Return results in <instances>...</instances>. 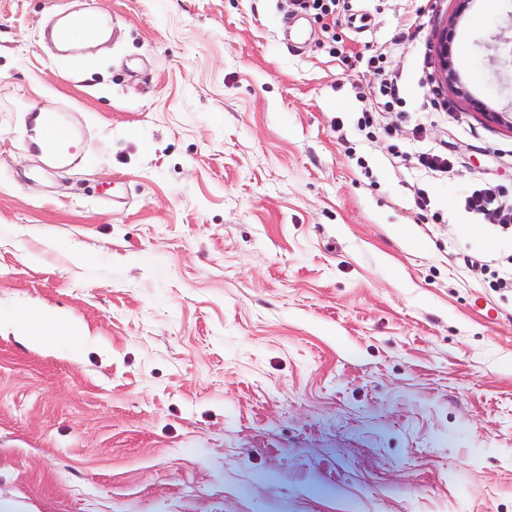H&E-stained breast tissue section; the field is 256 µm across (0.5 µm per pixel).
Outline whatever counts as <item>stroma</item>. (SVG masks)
<instances>
[{"mask_svg":"<svg viewBox=\"0 0 512 512\" xmlns=\"http://www.w3.org/2000/svg\"><path fill=\"white\" fill-rule=\"evenodd\" d=\"M96 11L90 61L45 43ZM509 35L512 0H0V512H512V235L465 206L512 198ZM112 20V15L109 12H99L93 16L88 17L71 18L69 16H64V24L61 27H59V29L56 31L55 37L58 42L62 44H69V35L70 31L73 28L90 27L92 29H87L85 31L78 32L77 36H93L95 34V30L98 32L107 31L112 23ZM449 40V41H448ZM451 34L443 32L437 47V66L443 77L447 82H454L456 74L452 67L451 48H450ZM66 108L39 112L42 151L56 167L66 166L76 151L78 135L75 127L66 118ZM18 327L31 341L35 342L41 338L47 331H55L78 353L85 340V336L77 330L53 319L44 312H30L23 316L18 322Z\"/></svg>","mask_w":512,"mask_h":512,"instance_id":"1","label":"stroma"}]
</instances>
